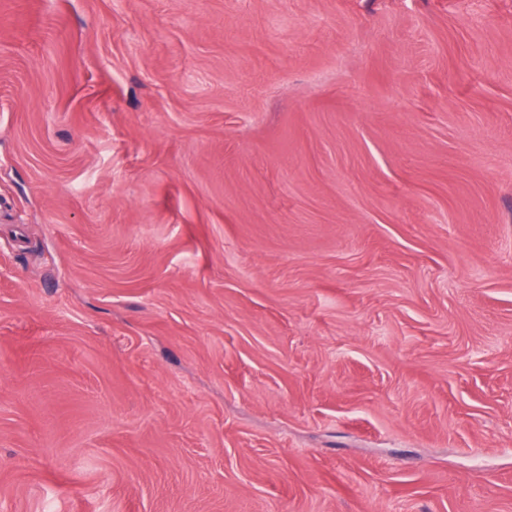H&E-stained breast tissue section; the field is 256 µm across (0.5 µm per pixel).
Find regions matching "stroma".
Segmentation results:
<instances>
[{
  "label": "stroma",
  "mask_w": 512,
  "mask_h": 512,
  "mask_svg": "<svg viewBox=\"0 0 512 512\" xmlns=\"http://www.w3.org/2000/svg\"><path fill=\"white\" fill-rule=\"evenodd\" d=\"M0 512H512V0H0Z\"/></svg>",
  "instance_id": "35a3bbf8"
}]
</instances>
